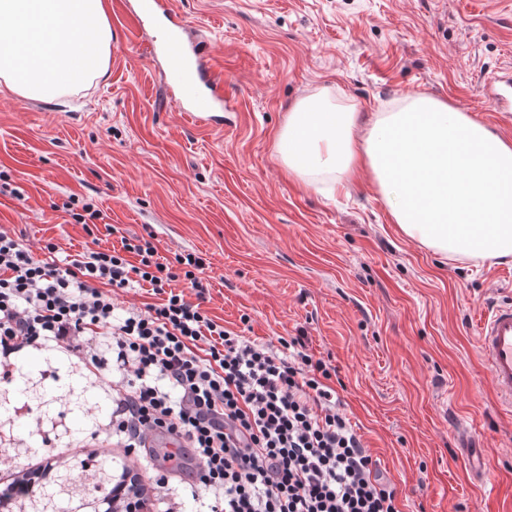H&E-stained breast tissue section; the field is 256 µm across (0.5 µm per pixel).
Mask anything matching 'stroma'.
<instances>
[{"label": "stroma", "instance_id": "35a3bbf8", "mask_svg": "<svg viewBox=\"0 0 512 512\" xmlns=\"http://www.w3.org/2000/svg\"><path fill=\"white\" fill-rule=\"evenodd\" d=\"M106 77L52 101L0 90V225L33 252L74 256L125 237L160 255H206L205 304L262 342L305 336L332 369L341 410L398 491L400 512H512V413L492 391L477 322L512 298V261L451 260L402 234L369 173L348 191L289 178L275 138L303 96L326 92L362 114L428 94L512 141V112L484 102V75L512 67V0H174L223 64L224 125L196 128L163 96L145 37L116 0ZM90 203L104 228L73 215ZM42 377L34 416L58 421L46 452L0 407V487L50 466L97 459L107 420H75L70 394L108 400L100 375L64 352L19 353ZM485 451L487 476L465 449ZM192 468L159 490L176 512H206Z\"/></svg>", "mask_w": 512, "mask_h": 512}]
</instances>
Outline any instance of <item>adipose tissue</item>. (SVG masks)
Masks as SVG:
<instances>
[{"label":"adipose tissue","mask_w":512,"mask_h":512,"mask_svg":"<svg viewBox=\"0 0 512 512\" xmlns=\"http://www.w3.org/2000/svg\"><path fill=\"white\" fill-rule=\"evenodd\" d=\"M103 0H0V86L52 100L106 76ZM289 176L368 170L392 223L449 258H512V142L430 95L365 116L322 94L301 98L276 138Z\"/></svg>","instance_id":"ef3b65f1"}]
</instances>
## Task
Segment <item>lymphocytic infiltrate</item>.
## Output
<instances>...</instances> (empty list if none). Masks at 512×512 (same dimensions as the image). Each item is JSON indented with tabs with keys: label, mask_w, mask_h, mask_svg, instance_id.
Returning a JSON list of instances; mask_svg holds the SVG:
<instances>
[{
	"label": "lymphocytic infiltrate",
	"mask_w": 512,
	"mask_h": 512,
	"mask_svg": "<svg viewBox=\"0 0 512 512\" xmlns=\"http://www.w3.org/2000/svg\"><path fill=\"white\" fill-rule=\"evenodd\" d=\"M209 266L194 251L167 262L139 237L49 261L0 225V370L58 347L110 375L111 437L131 453L180 438L208 512H399L303 337L260 343L187 299ZM135 286L156 303L119 301Z\"/></svg>",
	"instance_id": "f902f5d3"
}]
</instances>
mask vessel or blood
<instances>
[{"mask_svg":"<svg viewBox=\"0 0 512 512\" xmlns=\"http://www.w3.org/2000/svg\"><path fill=\"white\" fill-rule=\"evenodd\" d=\"M124 11L137 30L165 27V37L150 43L149 55L162 65L170 103L193 125L215 126L224 110V75L200 42L184 40L185 23L170 0H129ZM482 93L492 108L512 103V73L489 76ZM478 345L495 396L511 411L512 300L488 306L479 320Z\"/></svg>","mask_w":512,"mask_h":512,"instance_id":"1","label":"vessel or blood"}]
</instances>
